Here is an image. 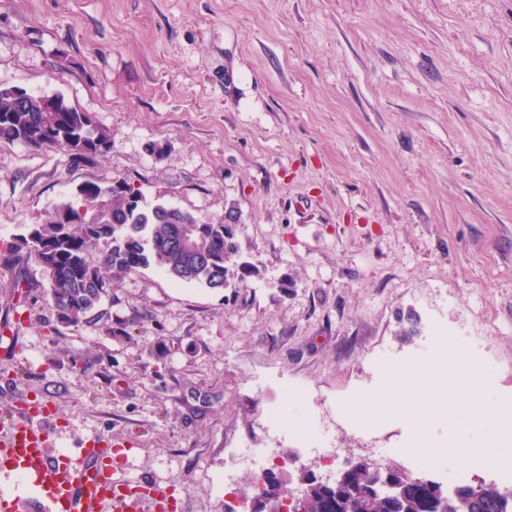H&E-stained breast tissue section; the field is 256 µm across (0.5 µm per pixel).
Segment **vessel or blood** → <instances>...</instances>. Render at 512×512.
Instances as JSON below:
<instances>
[{
	"instance_id": "obj_1",
	"label": "vessel or blood",
	"mask_w": 512,
	"mask_h": 512,
	"mask_svg": "<svg viewBox=\"0 0 512 512\" xmlns=\"http://www.w3.org/2000/svg\"><path fill=\"white\" fill-rule=\"evenodd\" d=\"M52 412L44 403L19 404L0 416V479L29 486L47 512H167V494L121 469L102 465L116 442L87 438L73 451H51Z\"/></svg>"
}]
</instances>
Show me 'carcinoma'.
Masks as SVG:
<instances>
[{
	"label": "carcinoma",
	"instance_id": "cac0c4a2",
	"mask_svg": "<svg viewBox=\"0 0 512 512\" xmlns=\"http://www.w3.org/2000/svg\"><path fill=\"white\" fill-rule=\"evenodd\" d=\"M46 93L35 94L17 108L0 92V141L19 142L32 149L52 147L76 163L105 157L110 134L85 112L68 107L48 111ZM202 243L201 249L185 242L187 230ZM232 225L219 219L199 224L193 215L160 200L148 205L143 193L125 181L108 186L88 185L65 201L46 208L38 222L15 243L0 245V265L10 267L20 257L33 261L42 280L20 278L19 294L26 288H44L57 321L78 326L101 320L97 313L104 297L124 275L155 268L177 283H197L221 289L229 283L225 262L235 251ZM347 478L335 490L311 481L305 471L296 477L269 472L250 479L252 497L288 496L287 484L297 480L310 495L302 512H429L425 497L406 487L403 501L382 495L356 494L371 482L372 467L365 460L348 462ZM446 512H512V494L493 483H462L454 488Z\"/></svg>",
	"mask_w": 512,
	"mask_h": 512
}]
</instances>
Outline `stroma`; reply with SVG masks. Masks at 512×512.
I'll use <instances>...</instances> for the list:
<instances>
[{"mask_svg": "<svg viewBox=\"0 0 512 512\" xmlns=\"http://www.w3.org/2000/svg\"><path fill=\"white\" fill-rule=\"evenodd\" d=\"M0 87L59 93L110 136L104 158L0 141V244L77 187L126 181L211 224L235 210L210 289L150 268L93 325L57 322L35 263L0 267V413L54 401L57 449L123 441L126 472L224 512L230 448L388 449L421 479L400 416L344 407L460 338L512 400V0H0ZM293 278L290 289L279 286ZM316 416L271 422L285 392Z\"/></svg>", "mask_w": 512, "mask_h": 512, "instance_id": "35a3bbf8", "label": "stroma"}]
</instances>
